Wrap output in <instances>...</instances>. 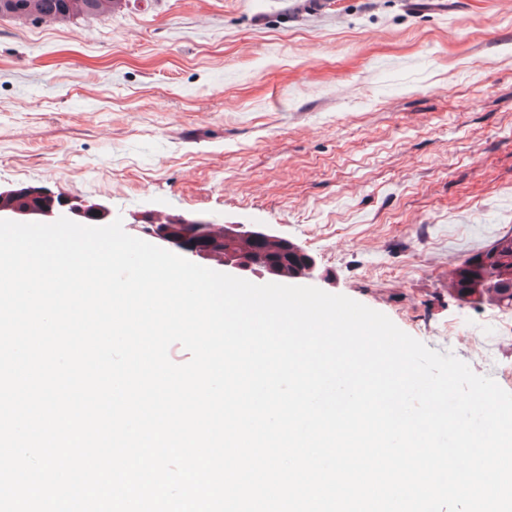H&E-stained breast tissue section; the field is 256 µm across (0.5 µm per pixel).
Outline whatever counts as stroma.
Returning <instances> with one entry per match:
<instances>
[{
    "instance_id": "35a3bbf8",
    "label": "stroma",
    "mask_w": 512,
    "mask_h": 512,
    "mask_svg": "<svg viewBox=\"0 0 512 512\" xmlns=\"http://www.w3.org/2000/svg\"><path fill=\"white\" fill-rule=\"evenodd\" d=\"M261 229L479 375L452 270L512 233V0H122L0 17V188Z\"/></svg>"
}]
</instances>
